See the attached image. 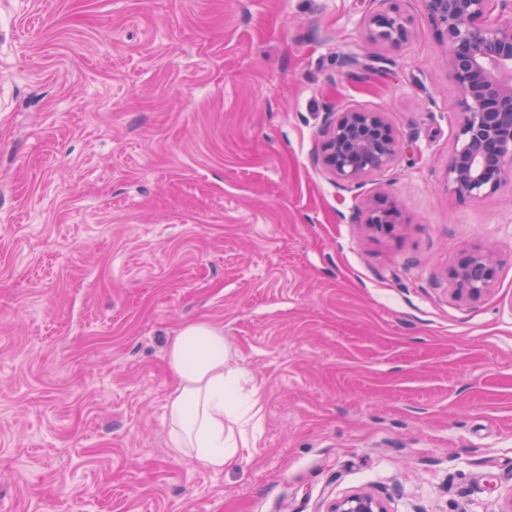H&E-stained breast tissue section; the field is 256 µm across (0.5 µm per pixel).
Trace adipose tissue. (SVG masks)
<instances>
[{
	"instance_id": "adipose-tissue-1",
	"label": "adipose tissue",
	"mask_w": 512,
	"mask_h": 512,
	"mask_svg": "<svg viewBox=\"0 0 512 512\" xmlns=\"http://www.w3.org/2000/svg\"><path fill=\"white\" fill-rule=\"evenodd\" d=\"M167 356L178 380L166 403L171 452L195 467L223 472L248 445L245 428L261 412V388L243 387L244 372L226 363L224 330L211 323L184 325L170 339Z\"/></svg>"
}]
</instances>
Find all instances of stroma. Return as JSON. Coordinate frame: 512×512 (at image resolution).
Returning a JSON list of instances; mask_svg holds the SVG:
<instances>
[{"label":"stroma","instance_id":"stroma-1","mask_svg":"<svg viewBox=\"0 0 512 512\" xmlns=\"http://www.w3.org/2000/svg\"><path fill=\"white\" fill-rule=\"evenodd\" d=\"M389 9L396 45L366 25ZM446 55L422 0H0V512H499L512 180L449 189ZM341 107L405 146L351 187L314 160ZM475 248L501 265L461 303ZM194 321L263 393L219 474L166 444ZM369 35L372 40L396 44L408 38L406 22L395 13L386 11L373 14L368 20ZM499 265L500 260L489 253L479 249L470 251L449 274L452 297L460 302H473L489 294ZM328 512H388L381 500L367 491L337 499Z\"/></svg>","mask_w":512,"mask_h":512}]
</instances>
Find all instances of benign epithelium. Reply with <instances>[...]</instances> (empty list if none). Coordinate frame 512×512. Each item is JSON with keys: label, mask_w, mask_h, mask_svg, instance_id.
I'll return each instance as SVG.
<instances>
[{"label": "benign epithelium", "mask_w": 512, "mask_h": 512, "mask_svg": "<svg viewBox=\"0 0 512 512\" xmlns=\"http://www.w3.org/2000/svg\"><path fill=\"white\" fill-rule=\"evenodd\" d=\"M427 18L448 46V70L461 97L455 150L448 173L452 191L480 200L496 193L512 177V0H423ZM370 38L396 44L408 38L406 22L395 13L373 14ZM403 144L383 113L338 109L327 113L316 162L349 185H358L389 166ZM370 230L393 227L390 215L374 211L365 220ZM500 260L475 249L454 268L452 297L473 302L495 285ZM329 512H388L381 500L358 491L336 500Z\"/></svg>", "instance_id": "benign-epithelium-1"}]
</instances>
